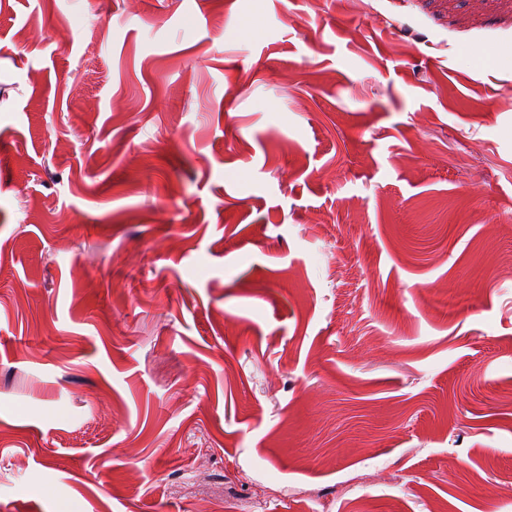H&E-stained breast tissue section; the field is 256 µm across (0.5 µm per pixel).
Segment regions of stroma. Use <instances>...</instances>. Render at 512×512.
I'll use <instances>...</instances> for the list:
<instances>
[{"instance_id": "35a3bbf8", "label": "stroma", "mask_w": 512, "mask_h": 512, "mask_svg": "<svg viewBox=\"0 0 512 512\" xmlns=\"http://www.w3.org/2000/svg\"><path fill=\"white\" fill-rule=\"evenodd\" d=\"M512 512V0H0V512Z\"/></svg>"}]
</instances>
